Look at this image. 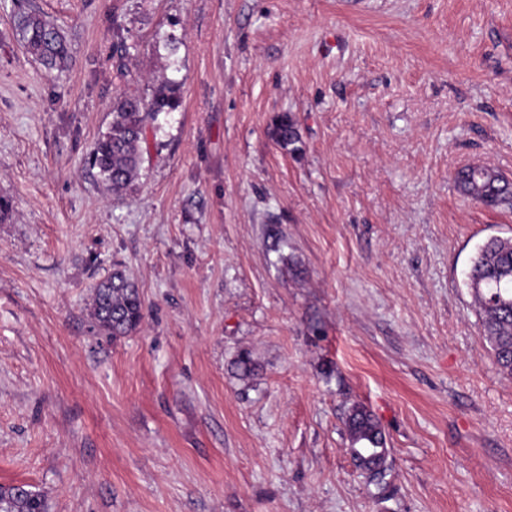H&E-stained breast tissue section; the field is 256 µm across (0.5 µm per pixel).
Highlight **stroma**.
<instances>
[{
  "instance_id": "stroma-1",
  "label": "stroma",
  "mask_w": 512,
  "mask_h": 512,
  "mask_svg": "<svg viewBox=\"0 0 512 512\" xmlns=\"http://www.w3.org/2000/svg\"><path fill=\"white\" fill-rule=\"evenodd\" d=\"M31 4L70 62L48 75L0 0V484L50 512H512V378L466 285L512 208L452 180L512 181V0ZM166 77L182 104L113 194L91 150ZM116 268L144 318L114 339L88 304ZM271 136L275 142L292 155L302 153L301 137L298 128L288 113H282L274 119L271 127ZM457 189L486 206L512 205V183L487 166H466L454 176ZM345 426L351 442L350 449L359 466L366 472L370 483L378 486L387 463L386 450L381 453L374 450L383 444L382 437H379L381 428L378 421L364 408L354 407L346 418Z\"/></svg>"
}]
</instances>
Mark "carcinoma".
Here are the masks:
<instances>
[{"label": "carcinoma", "instance_id": "carcinoma-1", "mask_svg": "<svg viewBox=\"0 0 512 512\" xmlns=\"http://www.w3.org/2000/svg\"><path fill=\"white\" fill-rule=\"evenodd\" d=\"M16 35L25 51L49 70H63L68 63V42L61 29L25 0H14ZM181 83L163 80L151 98L125 96L114 105L112 124L96 142L91 165L98 169L107 189L119 193L138 178L143 163V143L148 122L162 112L180 106ZM271 136L292 155L302 153L301 137L292 117L282 113L274 119ZM457 189L486 206L512 205V182L487 166H466L454 176ZM474 303L499 370L512 377V238H492L473 259L468 275ZM89 315L99 331L114 338L138 329L144 313L138 288L124 271L94 289ZM351 451L374 485H379L387 463V452H378L382 443L378 421L364 408H353L345 421ZM0 512H49L44 494L26 485H0Z\"/></svg>", "mask_w": 512, "mask_h": 512}]
</instances>
